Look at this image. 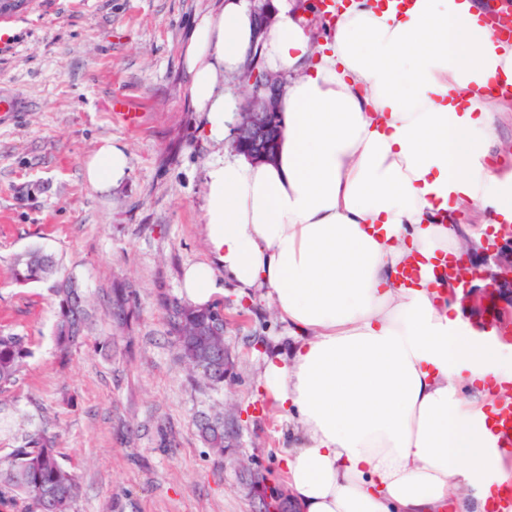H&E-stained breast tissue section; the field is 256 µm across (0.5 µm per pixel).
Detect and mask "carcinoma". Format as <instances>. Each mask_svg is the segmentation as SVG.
<instances>
[{
	"label": "carcinoma",
	"mask_w": 512,
	"mask_h": 512,
	"mask_svg": "<svg viewBox=\"0 0 512 512\" xmlns=\"http://www.w3.org/2000/svg\"><path fill=\"white\" fill-rule=\"evenodd\" d=\"M58 273V263L49 253L30 250L15 263L12 279L18 285L46 280ZM57 314L53 334L61 360L84 337L89 318L86 296L72 276L55 280ZM216 307H199L189 302L168 304L169 326L178 347V359L198 370L206 361L211 366L205 380L214 388L224 385V337L208 334ZM30 341L17 333L0 330V393L16 382L26 359ZM203 441L217 454H224V416H203L197 421ZM0 484L8 494L24 502L23 512H73L80 495L77 476L63 460L55 436L46 430L30 433L0 464Z\"/></svg>",
	"instance_id": "carcinoma-1"
}]
</instances>
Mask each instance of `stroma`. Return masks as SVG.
Segmentation results:
<instances>
[{
    "label": "stroma",
    "instance_id": "stroma-1",
    "mask_svg": "<svg viewBox=\"0 0 512 512\" xmlns=\"http://www.w3.org/2000/svg\"><path fill=\"white\" fill-rule=\"evenodd\" d=\"M221 0H31L20 36L0 51V329L27 336L32 355L0 393V460L26 431L56 434L79 477L75 512H256L281 486V435L258 366L282 332L266 306L226 286L232 376L193 384L176 360L166 303L182 300L184 269L209 257L203 174L223 153L207 144L186 91L182 52L197 15ZM123 98L138 127L112 110ZM124 146L129 173L106 191L85 178L105 141ZM40 248L94 307L83 344L60 362L52 280L19 286L15 260ZM126 320L111 316L115 289ZM109 350H101L102 340ZM227 411L235 447L215 454L196 421Z\"/></svg>",
    "mask_w": 512,
    "mask_h": 512
}]
</instances>
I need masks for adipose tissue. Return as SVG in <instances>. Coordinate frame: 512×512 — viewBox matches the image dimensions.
I'll return each instance as SVG.
<instances>
[{
	"label": "adipose tissue",
	"instance_id": "obj_1",
	"mask_svg": "<svg viewBox=\"0 0 512 512\" xmlns=\"http://www.w3.org/2000/svg\"><path fill=\"white\" fill-rule=\"evenodd\" d=\"M197 16L183 52L203 135L224 148L203 175L209 260L182 294L211 305L233 283L272 307L288 338L260 365L288 422L287 489L303 512H486L512 464L487 414L512 401V344L463 314L443 259L483 252L512 216V172L492 161L512 112V43L480 0H338L322 36L294 0ZM259 52L282 76L283 135L258 163L227 151L238 100L224 87ZM128 171L105 142L85 166L106 190ZM477 209L478 225L456 227ZM424 260L412 285L401 266Z\"/></svg>",
	"mask_w": 512,
	"mask_h": 512
}]
</instances>
